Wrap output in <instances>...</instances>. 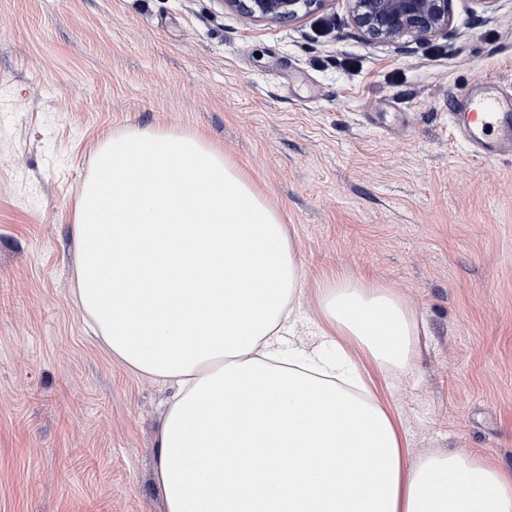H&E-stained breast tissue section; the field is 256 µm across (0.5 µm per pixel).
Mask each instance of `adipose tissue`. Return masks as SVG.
Instances as JSON below:
<instances>
[{"label": "adipose tissue", "instance_id": "1", "mask_svg": "<svg viewBox=\"0 0 512 512\" xmlns=\"http://www.w3.org/2000/svg\"><path fill=\"white\" fill-rule=\"evenodd\" d=\"M74 295L112 356L169 384L155 478L165 512H512V471L465 453L409 464L360 360L412 369L392 289L321 288L314 345L283 354L306 279L280 215L184 130L105 138L73 207Z\"/></svg>", "mask_w": 512, "mask_h": 512}]
</instances>
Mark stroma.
<instances>
[{
  "label": "stroma",
  "instance_id": "obj_1",
  "mask_svg": "<svg viewBox=\"0 0 512 512\" xmlns=\"http://www.w3.org/2000/svg\"><path fill=\"white\" fill-rule=\"evenodd\" d=\"M446 35L366 38L349 0L290 22L222 0H0V512H163L162 384L112 359L72 296L73 202L103 138L202 135L278 209L307 276L394 289L414 367L363 362L408 461L512 471V159L480 162L452 99L512 93V0H452Z\"/></svg>",
  "mask_w": 512,
  "mask_h": 512
}]
</instances>
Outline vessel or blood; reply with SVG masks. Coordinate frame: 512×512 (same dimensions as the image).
<instances>
[{
    "instance_id": "vessel-or-blood-1",
    "label": "vessel or blood",
    "mask_w": 512,
    "mask_h": 512,
    "mask_svg": "<svg viewBox=\"0 0 512 512\" xmlns=\"http://www.w3.org/2000/svg\"><path fill=\"white\" fill-rule=\"evenodd\" d=\"M450 128L476 159L511 157L512 96L488 88L458 99L450 112Z\"/></svg>"
}]
</instances>
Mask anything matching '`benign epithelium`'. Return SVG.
Wrapping results in <instances>:
<instances>
[{"mask_svg": "<svg viewBox=\"0 0 512 512\" xmlns=\"http://www.w3.org/2000/svg\"><path fill=\"white\" fill-rule=\"evenodd\" d=\"M322 0H225L259 20L291 21ZM352 22L371 39L394 42L403 37L426 40L448 33L451 0H350Z\"/></svg>", "mask_w": 512, "mask_h": 512, "instance_id": "1", "label": "benign epithelium"}]
</instances>
